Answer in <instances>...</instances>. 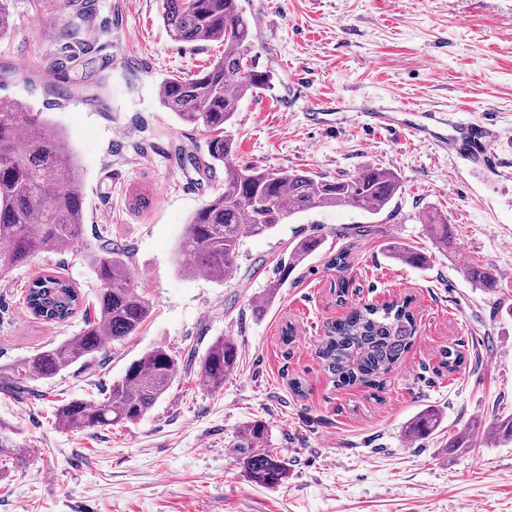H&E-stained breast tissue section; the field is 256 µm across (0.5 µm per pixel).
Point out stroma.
<instances>
[{
  "instance_id": "obj_1",
  "label": "stroma",
  "mask_w": 512,
  "mask_h": 512,
  "mask_svg": "<svg viewBox=\"0 0 512 512\" xmlns=\"http://www.w3.org/2000/svg\"><path fill=\"white\" fill-rule=\"evenodd\" d=\"M60 2L9 0L15 28L0 39V99L44 112L64 132L86 207L82 243L0 281V422L27 450L0 463V512H512V442L486 432L512 415V0H241L255 25L252 56L273 83L245 98L227 129L236 160L331 178L375 166L396 173L402 191L391 214L313 209L244 239L239 272L221 283L183 274L176 248L193 213L223 188L224 169L196 172L190 159L204 157L206 135L182 125L159 93L163 79L198 73L223 45L174 41L162 0H93L95 39L69 47ZM64 51L67 70L49 71ZM64 87L72 96H59ZM320 99L346 104L333 127L309 121ZM370 100L488 115L503 138L491 161L438 152L367 128L360 107ZM139 193L148 204L137 210ZM428 210L447 217L449 249L430 237ZM365 224L370 232L357 234ZM314 232L322 249L277 284L279 258ZM104 242L126 247L148 319L87 362L10 390L23 359L81 326L77 317L35 319L29 283L53 272L91 303L99 282L86 249ZM392 242L426 253L430 265L388 259ZM344 248L349 266L339 273L328 261ZM472 264L491 267L497 288L472 285L463 272ZM404 298L416 332L403 359L379 385L336 386L316 355L327 324ZM219 337L236 343L239 367L208 391L197 365ZM157 347L176 355L179 373L143 418L84 432L58 424L62 401L98 399ZM448 347L465 354L454 373L441 365ZM429 409L438 430L407 437ZM255 419L288 464L274 488L251 481L232 447ZM462 437L470 447H457Z\"/></svg>"
}]
</instances>
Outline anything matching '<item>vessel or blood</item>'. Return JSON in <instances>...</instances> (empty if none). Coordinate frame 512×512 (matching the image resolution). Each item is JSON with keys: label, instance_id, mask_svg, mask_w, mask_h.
<instances>
[{"label": "vessel or blood", "instance_id": "1", "mask_svg": "<svg viewBox=\"0 0 512 512\" xmlns=\"http://www.w3.org/2000/svg\"><path fill=\"white\" fill-rule=\"evenodd\" d=\"M363 115L371 128L404 131L434 148L461 149L473 156L486 154L488 139L497 135L487 120L465 119L454 112L419 110L404 103L393 107L374 104L365 108Z\"/></svg>", "mask_w": 512, "mask_h": 512}]
</instances>
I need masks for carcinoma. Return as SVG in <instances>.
I'll list each match as a JSON object with an SVG mask.
<instances>
[{
  "label": "carcinoma",
  "instance_id": "1",
  "mask_svg": "<svg viewBox=\"0 0 512 512\" xmlns=\"http://www.w3.org/2000/svg\"><path fill=\"white\" fill-rule=\"evenodd\" d=\"M163 20L171 38L187 44L218 41L224 55L199 74L171 77L161 85L162 106L186 125L208 133L204 166L224 167V190L208 198L193 214L178 245L184 271L205 273L222 282L238 270L243 240L271 231L286 220L316 208L347 207L365 215L388 209L401 192L394 172L366 166L342 178L318 176L302 170L268 171L243 167L234 160V144L224 134L241 101L265 89L270 72L260 70L251 56L252 25L240 0H163ZM83 180L73 149L42 113L0 99V278L11 269L48 252H65L82 236L85 224ZM424 224L440 245H450L448 218L425 212ZM324 244L311 234L290 247L278 267L279 280L313 256ZM388 258L425 268L430 258L409 245L393 242ZM86 257L100 288L92 310L84 311L76 336L39 351L19 365L23 377L50 378L61 369L99 352L105 340L134 334L149 316L151 305L133 283L127 251L118 244H101ZM468 277L478 288L497 287L489 268L471 266ZM29 312L49 323H64L79 308V293L64 278L44 274L26 292ZM415 324L408 303L366 304L353 308L326 327L318 358L340 386L367 384L385 374L409 350ZM458 349L442 351V365L452 373L464 364ZM236 344L226 338L213 342L199 363V385L217 390L237 369ZM178 360L155 348L134 360L124 376L112 383L97 401L71 399L57 409L58 424L85 431L140 420L168 391L177 376ZM439 416L419 413L405 434L420 438L433 434ZM14 431L0 423V459H20L26 449ZM268 425L245 423L233 445L252 481L278 486L288 477V464L267 449Z\"/></svg>",
  "mask_w": 512,
  "mask_h": 512
}]
</instances>
